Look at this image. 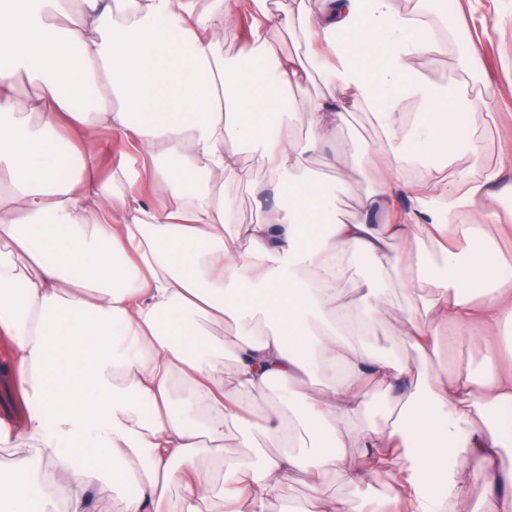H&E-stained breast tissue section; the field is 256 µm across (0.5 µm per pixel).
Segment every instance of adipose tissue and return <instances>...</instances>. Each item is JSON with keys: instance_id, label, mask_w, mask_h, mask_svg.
Masks as SVG:
<instances>
[{"instance_id": "ef3b65f1", "label": "adipose tissue", "mask_w": 512, "mask_h": 512, "mask_svg": "<svg viewBox=\"0 0 512 512\" xmlns=\"http://www.w3.org/2000/svg\"><path fill=\"white\" fill-rule=\"evenodd\" d=\"M244 2L254 22L229 54L224 29ZM272 4L0 0V334L34 402L23 431L34 454L0 473V512H50L57 498L81 512L93 476L120 494L121 512H165L173 484L181 512H214L216 499L224 512L242 502L265 512L273 492L287 494L289 471L317 493L333 476L358 485L371 459L345 448L370 388L387 400L388 424L364 445L393 449L398 478L383 512H447L479 478L488 495L474 512H512V491L499 489L512 471L497 466L512 455V367L460 361L443 380L375 355L360 340L386 318L384 290L366 283L354 310L342 288L345 260L367 259L408 290L429 285L424 317L401 327L422 354L440 356L475 325L473 343L487 345L512 322V267L458 217L475 212L512 235L495 191L512 149L461 173L447 201L420 195L401 170L479 155L476 119L493 116L467 82L433 83L415 68L447 43L394 0H322L318 13L285 15ZM276 28L302 33L300 53H283ZM313 71L337 94L310 100L302 139L293 104ZM20 77L38 91L27 110L13 94ZM409 99L418 110L403 122ZM351 110L371 113L384 168L356 220L336 211L344 177L306 166ZM105 129L148 165L95 179ZM247 148L264 160L263 180L242 164ZM143 178L168 204L142 200ZM229 178L274 200L232 241ZM422 238L436 243L438 269L407 262ZM306 378L295 413L269 403V391ZM230 421L281 453L226 462Z\"/></svg>"}]
</instances>
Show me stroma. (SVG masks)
I'll return each instance as SVG.
<instances>
[{
	"instance_id": "35a3bbf8",
	"label": "stroma",
	"mask_w": 512,
	"mask_h": 512,
	"mask_svg": "<svg viewBox=\"0 0 512 512\" xmlns=\"http://www.w3.org/2000/svg\"><path fill=\"white\" fill-rule=\"evenodd\" d=\"M446 10L457 43L475 44L476 58L461 55L452 62L447 56L427 53L420 56L416 68L430 80L455 78L460 69L475 77V90L481 92L496 114L495 122H482L477 128V137L482 145L479 160L482 164L493 165L500 160L503 148L512 146V85L508 84L503 73L504 65L512 63V0H448ZM376 143L377 128L372 116L366 112H355L349 116L347 124L337 130L335 147L324 148L308 162L317 176L328 180L335 177L337 170L346 172L350 190L338 193L336 200L338 210L345 218H359L367 202L372 175L366 170L365 161ZM224 203L235 225L251 223L259 208L272 206L271 201H257L246 184L233 179L224 183ZM384 286L390 321L376 325L368 342L381 356L413 366L420 365L423 362L407 337L396 328L397 323L404 321L409 313V293L391 279L385 281ZM487 352L493 354L501 366L512 364V324L500 327L497 340L488 349L478 348L464 337L451 348L448 356L433 358L426 363L429 370L445 377L450 374L454 361L477 362ZM31 406L32 402L23 392L16 374L13 357L0 356V431L9 437L8 443L0 444V467L32 456V449L27 448L21 438ZM286 482L290 499L273 498L266 512H288L293 505L309 508L319 497L328 502L339 498L347 500L355 512H361L366 500L384 498L392 489L391 483L374 474L359 486H349L340 479H332L318 493L307 486L299 473H289Z\"/></svg>"
}]
</instances>
